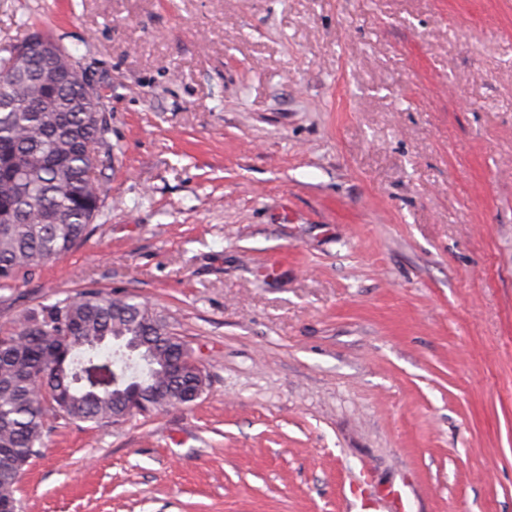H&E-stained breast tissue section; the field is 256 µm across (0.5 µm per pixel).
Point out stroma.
<instances>
[{
  "instance_id": "obj_1",
  "label": "stroma",
  "mask_w": 512,
  "mask_h": 512,
  "mask_svg": "<svg viewBox=\"0 0 512 512\" xmlns=\"http://www.w3.org/2000/svg\"><path fill=\"white\" fill-rule=\"evenodd\" d=\"M35 32L109 191L0 327L133 294L209 386L48 420L21 512H512V0H0Z\"/></svg>"
}]
</instances>
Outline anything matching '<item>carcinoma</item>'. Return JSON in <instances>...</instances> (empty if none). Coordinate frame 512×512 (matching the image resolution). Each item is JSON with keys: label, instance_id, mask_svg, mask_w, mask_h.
<instances>
[{"label": "carcinoma", "instance_id": "1", "mask_svg": "<svg viewBox=\"0 0 512 512\" xmlns=\"http://www.w3.org/2000/svg\"><path fill=\"white\" fill-rule=\"evenodd\" d=\"M26 78L0 86V287L66 256L92 232L107 195L91 150L106 145L100 94L84 104L68 84L40 80L31 55ZM123 343L144 361L139 376L125 363L112 386L95 392L76 385L82 365L107 340ZM208 378L167 320L133 295L87 288L44 305L0 332V500L14 488L44 444L49 418L99 425L122 414L131 400L139 412L189 405Z\"/></svg>", "mask_w": 512, "mask_h": 512}]
</instances>
